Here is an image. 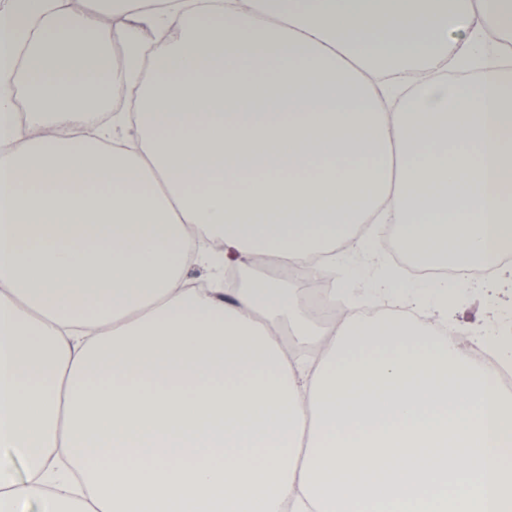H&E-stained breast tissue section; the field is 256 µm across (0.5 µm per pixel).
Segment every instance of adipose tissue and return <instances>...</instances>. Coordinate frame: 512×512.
<instances>
[{"mask_svg":"<svg viewBox=\"0 0 512 512\" xmlns=\"http://www.w3.org/2000/svg\"><path fill=\"white\" fill-rule=\"evenodd\" d=\"M100 4L110 49L99 9L0 8V512H512V394L420 321L447 287L374 272L403 310L366 319L341 272L384 224L512 254V0ZM212 239L347 316L225 288Z\"/></svg>","mask_w":512,"mask_h":512,"instance_id":"obj_1","label":"adipose tissue"}]
</instances>
